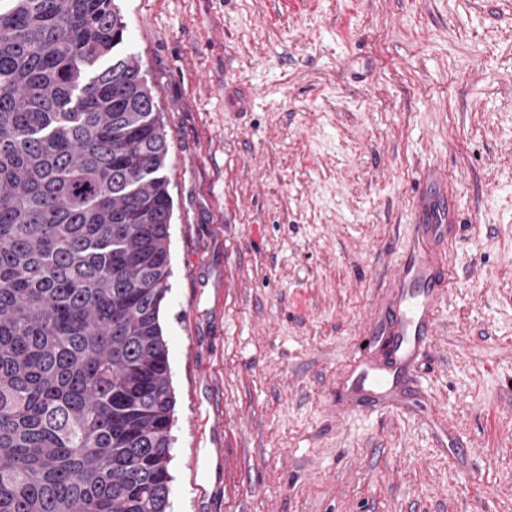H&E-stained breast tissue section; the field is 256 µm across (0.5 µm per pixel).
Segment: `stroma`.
Here are the masks:
<instances>
[{
  "instance_id": "obj_1",
  "label": "stroma",
  "mask_w": 512,
  "mask_h": 512,
  "mask_svg": "<svg viewBox=\"0 0 512 512\" xmlns=\"http://www.w3.org/2000/svg\"><path fill=\"white\" fill-rule=\"evenodd\" d=\"M169 135L168 512H512V0H117ZM442 168L455 272L402 384L388 319Z\"/></svg>"
}]
</instances>
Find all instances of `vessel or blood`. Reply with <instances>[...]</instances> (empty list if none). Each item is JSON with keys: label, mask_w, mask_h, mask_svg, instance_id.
Returning <instances> with one entry per match:
<instances>
[{"label": "vessel or blood", "mask_w": 512, "mask_h": 512, "mask_svg": "<svg viewBox=\"0 0 512 512\" xmlns=\"http://www.w3.org/2000/svg\"><path fill=\"white\" fill-rule=\"evenodd\" d=\"M417 223L425 231L409 248L410 256L398 274L402 303L395 318L383 332L366 335L367 350H375L382 336H389L391 343L390 366H364L356 373L352 384L356 390L379 395L389 385V374L411 367L415 363L417 344L428 335L435 309L454 277L446 262H434L428 253L429 246L445 247L447 226L456 220L455 210L437 204L430 195L419 194L413 202Z\"/></svg>", "instance_id": "obj_1"}]
</instances>
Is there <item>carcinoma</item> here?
I'll return each instance as SVG.
<instances>
[{
  "instance_id": "obj_1",
  "label": "carcinoma",
  "mask_w": 512,
  "mask_h": 512,
  "mask_svg": "<svg viewBox=\"0 0 512 512\" xmlns=\"http://www.w3.org/2000/svg\"><path fill=\"white\" fill-rule=\"evenodd\" d=\"M116 0L0 11V512H167L168 133Z\"/></svg>"
}]
</instances>
